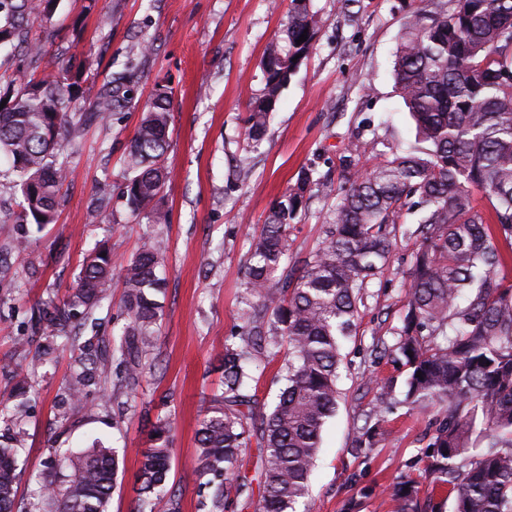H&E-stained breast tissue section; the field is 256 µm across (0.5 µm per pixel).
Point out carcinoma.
Segmentation results:
<instances>
[{
    "mask_svg": "<svg viewBox=\"0 0 512 512\" xmlns=\"http://www.w3.org/2000/svg\"><path fill=\"white\" fill-rule=\"evenodd\" d=\"M55 0H0V47H16L31 61L45 46L29 38L33 14L52 10ZM311 0H289L286 21L263 62L264 86L251 103L248 137L258 142L267 114L315 38ZM306 41L299 44L301 34ZM67 46L68 60L36 80L18 69L0 92V155L18 178L27 225L10 248L26 251L30 228L55 221L67 179L63 137L133 100L138 57L147 41L112 72L94 101L83 99L85 69ZM399 95L415 122L416 145L382 160L364 176L352 175L337 189L314 171L304 173L271 209L250 243L245 278L249 299L243 324L222 355L224 391L210 399L197 430L196 471L211 489L212 512H223L230 493L249 500L253 488L234 480L242 449L256 439L261 451L257 512H296L309 495V476L327 420L336 413L343 341L351 336L360 290L381 276L392 249L389 225L404 213L417 215L411 285L392 361L405 371V401L448 402V414L424 453L425 475L454 501V512H512V277L500 240L512 245V0H449L435 10L414 12L400 36L394 60ZM172 91L161 86L146 104L127 157L123 194L133 216L166 223L156 203L166 182L165 156ZM336 192L329 234L301 274L288 272V231L305 195ZM482 192L493 223L472 202ZM162 238L147 233L140 252L118 263L105 241L82 260L76 286L31 318L39 338L35 361L50 365L58 349L72 357L61 420L67 409L101 387L118 368L120 387L101 398L119 410L146 370V349L156 336L163 288ZM120 272L129 321L113 348L95 347L100 323L94 310L108 299L112 275ZM288 346L283 387L260 428L249 425L250 366L255 353L276 357ZM421 377H416V374ZM33 388L29 372L15 364V383L0 405L7 410L0 434V512H13L21 473ZM391 409L368 423L355 441L360 451L387 434ZM171 424L153 427V448L142 454L136 512H155L168 493ZM59 487H43L32 512H108L119 460L101 443L60 459ZM418 487L407 479L391 490L397 512H413Z\"/></svg>",
    "mask_w": 512,
    "mask_h": 512,
    "instance_id": "1",
    "label": "carcinoma"
}]
</instances>
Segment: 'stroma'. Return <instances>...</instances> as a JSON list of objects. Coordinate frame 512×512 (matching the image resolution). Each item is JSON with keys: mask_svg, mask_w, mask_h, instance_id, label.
Wrapping results in <instances>:
<instances>
[{"mask_svg": "<svg viewBox=\"0 0 512 512\" xmlns=\"http://www.w3.org/2000/svg\"><path fill=\"white\" fill-rule=\"evenodd\" d=\"M289 0H59L51 21L31 17L32 37L48 54L40 70L56 68L60 44H75L90 66L82 85L86 100L119 68L139 39L153 41L139 58L140 79L129 109L66 132L74 159L68 170L58 219L15 257L20 277L0 285V396L9 393L17 362L33 357L34 346L19 347L33 312L49 297H63L76 284L84 254L107 239L118 258L135 256L148 231L135 220L122 196L129 141L142 109L157 86L173 93L166 183L159 201L167 288L157 340L147 353L151 372L136 390V405L125 412L105 408L91 394L57 418L72 352L60 350L53 365L34 377L35 407L29 440L20 459L22 476L16 507L26 512L40 485L59 479L55 464L93 440L119 451L117 486L109 512H135L136 476L143 452L153 445L158 419L172 423L169 489L181 512H208L195 475L196 429L209 399L221 387L220 357L229 336L242 324L245 263L250 239L261 231L275 203L302 172L312 170L343 182L380 157L410 149L413 122L399 97L393 62L399 34L420 0H311L317 21L314 43L268 116L260 145L246 138L250 104L263 87L262 61L283 27ZM360 143L363 156L351 154ZM248 176H241L242 166ZM332 196L312 193L289 229L288 268L301 273L329 231ZM406 216L391 225L393 249L387 270L361 292L355 336L342 350L339 406L324 426L311 476L310 512H395L390 489L420 477L419 501L432 494L422 479L421 456L447 404L409 408L402 402L405 374L387 350L411 282L415 242L404 230ZM283 357L258 356L249 389L255 418L273 408L281 388ZM394 381L391 394L380 379ZM392 406L388 435L375 448L355 454L365 421ZM370 487L361 496L362 487Z\"/></svg>", "mask_w": 512, "mask_h": 512, "instance_id": "stroma-1", "label": "stroma"}]
</instances>
